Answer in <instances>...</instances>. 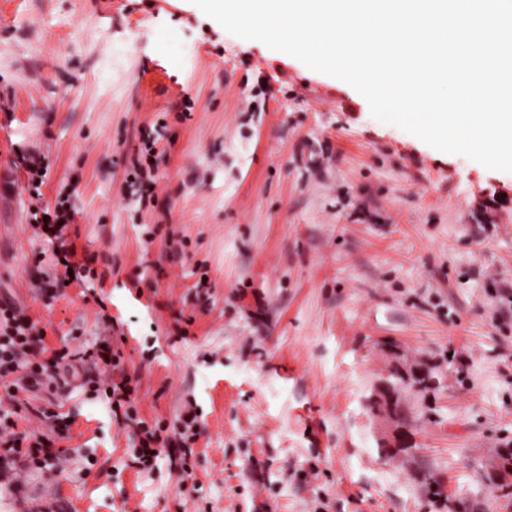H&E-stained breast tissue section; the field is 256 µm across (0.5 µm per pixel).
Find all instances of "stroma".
Listing matches in <instances>:
<instances>
[{
  "label": "stroma",
  "instance_id": "stroma-1",
  "mask_svg": "<svg viewBox=\"0 0 512 512\" xmlns=\"http://www.w3.org/2000/svg\"><path fill=\"white\" fill-rule=\"evenodd\" d=\"M150 127L165 156L144 207L125 179ZM24 153L49 163L44 201L72 189L103 275L49 303L30 285L52 246L23 230ZM510 189L191 0H0V297L53 347L112 334L144 417L202 411L192 476L164 456L126 467L132 433L75 364L21 416L62 408L96 465L27 474L0 512H445L433 478L512 512L491 482L512 448ZM410 365L439 389L407 397L412 448L391 457L367 402Z\"/></svg>",
  "mask_w": 512,
  "mask_h": 512
}]
</instances>
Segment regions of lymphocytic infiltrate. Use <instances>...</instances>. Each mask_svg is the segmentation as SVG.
Listing matches in <instances>:
<instances>
[{
    "instance_id": "1",
    "label": "lymphocytic infiltrate",
    "mask_w": 512,
    "mask_h": 512,
    "mask_svg": "<svg viewBox=\"0 0 512 512\" xmlns=\"http://www.w3.org/2000/svg\"><path fill=\"white\" fill-rule=\"evenodd\" d=\"M157 143V138L144 134L142 146L129 166V187L140 190L156 184L159 169ZM24 169L31 195L30 227L35 237L54 247L51 269L41 271L31 286L39 297L51 301L62 288L90 273L93 258L88 252L79 251L75 241L68 237L69 228L78 214L72 193L59 191L54 203H45L42 188L47 176L46 164L28 162ZM83 357L94 360L98 367L97 372L84 376L83 386L94 391L103 390L112 407L113 419L135 430L129 467L143 471L151 469L157 458L165 453L176 469L190 473V459L200 435V410L189 405L172 422H147L132 399L137 378L122 368L121 352L109 340H99L80 352L66 348L49 351L44 328L11 303L0 301V382L11 394H33L45 387H58L60 364ZM19 412L16 406L0 409V479H9L12 489L17 492L22 489L17 478L19 472H57L65 467L73 452L55 448L53 438L69 432L74 424L71 416L42 409L37 416L44 423L43 429L23 430L19 427Z\"/></svg>"
}]
</instances>
